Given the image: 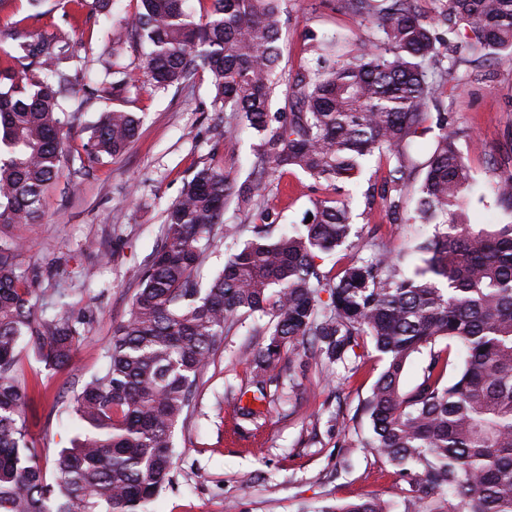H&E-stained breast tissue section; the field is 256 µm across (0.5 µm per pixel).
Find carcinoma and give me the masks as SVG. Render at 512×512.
Returning a JSON list of instances; mask_svg holds the SVG:
<instances>
[{
    "label": "carcinoma",
    "instance_id": "cac0c4a2",
    "mask_svg": "<svg viewBox=\"0 0 512 512\" xmlns=\"http://www.w3.org/2000/svg\"><path fill=\"white\" fill-rule=\"evenodd\" d=\"M281 2L211 0L196 20L185 0H139L97 56L69 28L87 7L111 13L112 0H66L63 25L49 38L17 25L0 30L10 48L0 67V512H151L171 482L174 430L224 334L244 316L268 318L247 355L260 402L271 383L293 376L284 350L300 348L332 374L337 364L357 369L356 349L370 342L383 368L358 409L371 426L364 446L419 478L404 512H512V224H469L475 184L439 111L467 77L440 29L461 39L472 69L511 62L512 0H434L431 14L415 0H342L375 37L311 40L290 85V112L273 114ZM132 38L146 51L123 66L119 50ZM200 69L212 78V109L236 114L260 136L248 175L239 183L204 165L167 207L161 245L133 271L128 317L113 327L106 366L74 395L76 434L49 475L28 437L19 349L48 369L68 367L92 315L38 307L40 274L22 264L23 242L8 229L41 222L69 162L84 169L121 155L141 125L135 112L104 110L73 158L67 142L79 112L125 98L141 80L155 90L181 87ZM432 119L438 134L422 159ZM375 155L388 163L392 223L432 224L434 232L413 246L421 266L411 277L385 249L352 258L330 278L318 260L349 241L347 204L319 201L312 220L287 233L262 190L297 170L340 192ZM494 192L495 206L512 214V172ZM230 201L248 223H224ZM217 235L227 256L204 287L196 273L204 242ZM425 351L419 381L405 386ZM314 512L393 505L369 497Z\"/></svg>",
    "mask_w": 512,
    "mask_h": 512
}]
</instances>
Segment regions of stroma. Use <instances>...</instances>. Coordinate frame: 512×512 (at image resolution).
Listing matches in <instances>:
<instances>
[{
    "mask_svg": "<svg viewBox=\"0 0 512 512\" xmlns=\"http://www.w3.org/2000/svg\"><path fill=\"white\" fill-rule=\"evenodd\" d=\"M137 8V0H115L110 15L77 22L72 35L99 44L115 22ZM60 15L58 0H0V29L20 22L33 36L47 37L56 33ZM333 31L351 41L371 33L369 23L345 11L341 0H288L280 39L283 74H295L303 65L310 38ZM211 96L210 75L201 70L185 88L155 91L140 85L124 100H103L82 111L72 148L81 147L87 126L108 108L138 113L139 136L125 153L94 165L89 174L64 175L47 194L41 223L16 231L24 243L23 264L43 272L37 298L47 311L75 313L85 304L95 306L89 337L72 367L46 369L25 350L18 357L20 379L39 389L30 432L44 466H52L75 434L69 403L81 382L102 367L112 327L126 319L130 307L129 270L142 266L160 245L163 212L184 179L206 164L240 179L247 175L256 137L228 113L213 111ZM445 104L484 195L483 203L469 207L471 223L506 222L488 191L498 175L512 171V63L480 68ZM384 173V162L372 159L371 189H350L353 230L358 247L383 245L409 274L420 263L411 248L431 229L390 222L381 193ZM331 194L294 171L276 175L264 199L289 227L305 223L314 203ZM255 326L251 319L235 325L211 360L191 411L175 432L172 481L152 512H312L339 500L379 497L397 503L407 496L409 482L372 449L358 445L369 436L370 424L356 409L382 369L374 353L365 354L353 375L339 366L327 376L307 361L296 379L297 406L266 401L260 424L234 414L250 380L247 353L260 342ZM339 412L350 417L348 429L336 425Z\"/></svg>",
    "mask_w": 512,
    "mask_h": 512,
    "instance_id": "1",
    "label": "stroma"
}]
</instances>
